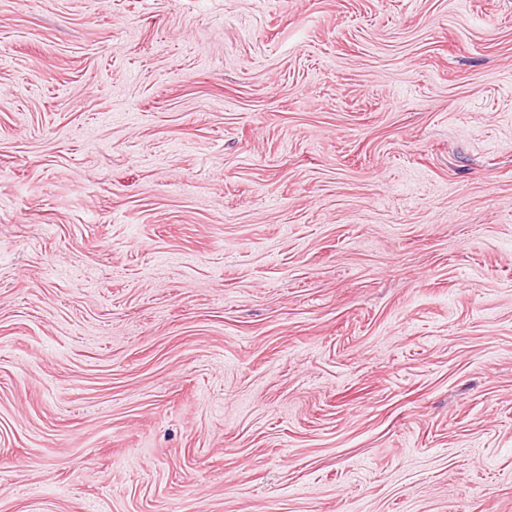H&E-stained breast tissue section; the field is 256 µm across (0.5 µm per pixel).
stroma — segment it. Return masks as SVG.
I'll return each instance as SVG.
<instances>
[{"mask_svg": "<svg viewBox=\"0 0 512 512\" xmlns=\"http://www.w3.org/2000/svg\"><path fill=\"white\" fill-rule=\"evenodd\" d=\"M0 512H512V0H0Z\"/></svg>", "mask_w": 512, "mask_h": 512, "instance_id": "1", "label": "stroma"}]
</instances>
